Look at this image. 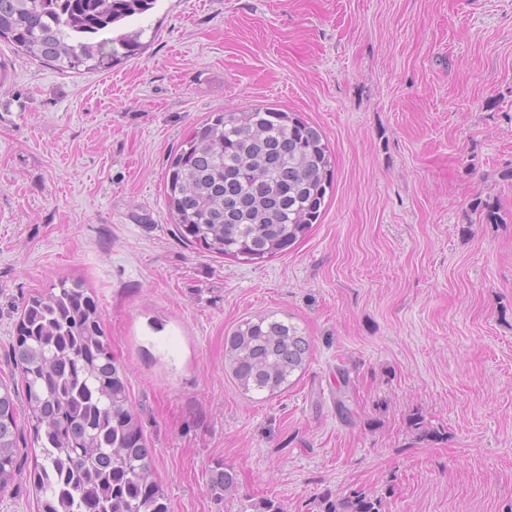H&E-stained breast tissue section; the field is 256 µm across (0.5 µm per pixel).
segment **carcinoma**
Returning a JSON list of instances; mask_svg holds the SVG:
<instances>
[{
    "label": "carcinoma",
    "instance_id": "obj_1",
    "mask_svg": "<svg viewBox=\"0 0 512 512\" xmlns=\"http://www.w3.org/2000/svg\"><path fill=\"white\" fill-rule=\"evenodd\" d=\"M156 0H0V40L63 71L109 70L145 47L139 29L113 28ZM333 184L322 135L276 108L214 112L185 138L165 174L169 211L187 244L256 263L288 250L321 221ZM237 386L277 394L303 369L310 344L289 317L240 321L224 340ZM25 412L42 461L28 471L37 512H169L152 477V456L127 383L101 328L98 300L61 280L31 297L13 343ZM0 380V491L21 476L18 404ZM233 468L215 463L213 497L236 487ZM320 512H384L383 498L352 490L325 495Z\"/></svg>",
    "mask_w": 512,
    "mask_h": 512
}]
</instances>
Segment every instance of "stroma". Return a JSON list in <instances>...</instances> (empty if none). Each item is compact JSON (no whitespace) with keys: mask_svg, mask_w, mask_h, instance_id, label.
<instances>
[{"mask_svg":"<svg viewBox=\"0 0 512 512\" xmlns=\"http://www.w3.org/2000/svg\"><path fill=\"white\" fill-rule=\"evenodd\" d=\"M138 23L149 46L101 72L0 41V377L24 301L77 279L170 512L356 488L385 512H512V0H156ZM259 105L321 131L334 189L304 240L247 263L179 238L164 175L210 113ZM272 312L310 355L261 399L224 338ZM236 474L233 468L217 461L209 476V489L213 497L223 499L236 487Z\"/></svg>","mask_w":512,"mask_h":512,"instance_id":"stroma-1","label":"stroma"}]
</instances>
